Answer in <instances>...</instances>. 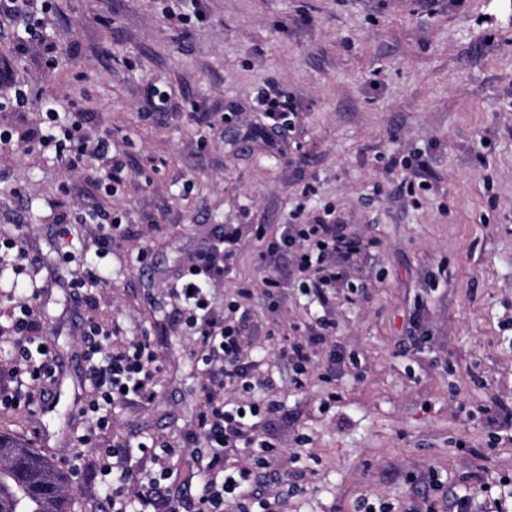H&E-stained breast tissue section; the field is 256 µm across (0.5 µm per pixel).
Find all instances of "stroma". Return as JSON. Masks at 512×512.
<instances>
[{
	"mask_svg": "<svg viewBox=\"0 0 512 512\" xmlns=\"http://www.w3.org/2000/svg\"><path fill=\"white\" fill-rule=\"evenodd\" d=\"M49 2V70L16 53L23 22L0 17V127L12 134L0 145V236L40 259L30 277L58 367L43 403L0 407V430L62 470L90 460L77 438L91 423L81 408L93 315L123 336L150 334L162 355L154 401L116 407L104 441L182 444L202 375L169 286L231 226L238 253L215 307L255 288L249 322L265 349L306 336L318 317L336 323L306 387L294 388L287 361L267 368L281 411L263 434L291 454L303 487L286 512H401L424 498L454 512L464 495L474 512H512V429L479 411L493 401L512 410V0ZM172 8L190 16L177 30ZM271 83L297 106L274 147L248 135ZM151 90L177 112L153 113ZM46 100L63 114L83 109L85 132L112 140L128 165L121 183L93 185L40 149ZM414 151L428 160V187L407 199L398 161ZM97 207L125 233L92 309L69 286L76 265L96 260L91 227L73 225L83 249L68 264L55 218ZM326 214L369 243L352 300L298 296L284 264L271 308L258 291L267 241ZM336 347L350 364L333 366Z\"/></svg>",
	"mask_w": 512,
	"mask_h": 512,
	"instance_id": "1",
	"label": "stroma"
}]
</instances>
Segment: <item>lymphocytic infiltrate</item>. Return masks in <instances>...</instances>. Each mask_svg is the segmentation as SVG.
Returning a JSON list of instances; mask_svg holds the SVG:
<instances>
[{"mask_svg":"<svg viewBox=\"0 0 512 512\" xmlns=\"http://www.w3.org/2000/svg\"><path fill=\"white\" fill-rule=\"evenodd\" d=\"M30 0H0V14L23 17L29 35L21 51L38 45L46 50L47 63L57 60V48L47 34L43 20L27 10ZM48 131L41 143L54 147L57 159L73 169L84 156L106 160L108 181H119L125 170L120 156L112 152L110 139L90 138L84 131L82 110L60 120L52 102H45ZM262 122L252 132L267 142H275L288 125V114L295 104L276 87H268L259 100ZM237 232L216 235L208 248L178 275L171 284L177 312L198 341L200 363L208 376L199 387L201 407L184 445L199 449L208 458V478L198 494L178 502H165L167 481L179 480L171 468L174 446L157 436L138 441L137 448L152 467L132 471L126 465L127 448L120 444H99L95 432L110 429L112 414L122 405H150L155 398L154 379L159 371V354L149 337L122 340L95 320H87L90 345L85 354L87 376L92 392L84 411L91 416V430L79 436L80 445L91 446L101 481L93 483L92 494L102 512H275L284 506V494H297L302 487L289 482L285 454L276 443L260 437V413H274L281 403L275 399L273 382L262 364L264 354L254 343L250 328L239 311L250 301L252 289L238 291L239 300L228 311L216 309L211 294L229 273L237 253ZM364 240L340 231L325 218L311 224H286L271 238L266 259L288 257L296 275L295 286L320 303H328L336 290L349 284L350 269L365 250ZM38 289H31L26 300L14 311L10 331L13 336L12 363L16 388L0 399L7 408L32 407L42 402L54 376L56 360L51 347L39 336L40 323L34 306ZM332 319H318L304 338H283L277 354L294 370L295 388H303L311 374L316 346L326 342L333 328ZM242 392V400L224 398L225 387ZM264 392L262 402L251 401L254 392Z\"/></svg>","mask_w":512,"mask_h":512,"instance_id":"1","label":"lymphocytic infiltrate"}]
</instances>
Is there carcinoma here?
I'll use <instances>...</instances> for the list:
<instances>
[{"label": "carcinoma", "mask_w": 512, "mask_h": 512, "mask_svg": "<svg viewBox=\"0 0 512 512\" xmlns=\"http://www.w3.org/2000/svg\"><path fill=\"white\" fill-rule=\"evenodd\" d=\"M70 475L0 430V512H74Z\"/></svg>", "instance_id": "cac0c4a2"}]
</instances>
